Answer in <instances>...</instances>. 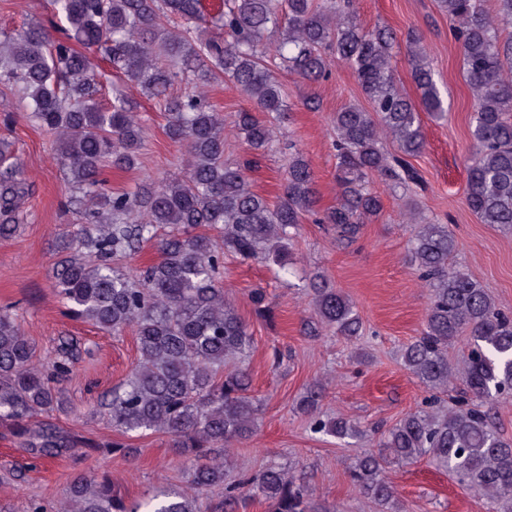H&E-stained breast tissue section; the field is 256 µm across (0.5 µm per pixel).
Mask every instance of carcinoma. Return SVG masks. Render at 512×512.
Masks as SVG:
<instances>
[{
	"instance_id": "obj_1",
	"label": "carcinoma",
	"mask_w": 512,
	"mask_h": 512,
	"mask_svg": "<svg viewBox=\"0 0 512 512\" xmlns=\"http://www.w3.org/2000/svg\"><path fill=\"white\" fill-rule=\"evenodd\" d=\"M49 24L31 19L19 33L0 35V84L26 100L30 117L58 138L60 158L84 224L57 243L62 255L54 290L63 313L102 330L135 331L139 358L134 370L97 402L118 438L86 440L64 430L53 414L67 411L62 384L76 360L90 353L74 336L58 339L43 366L36 348L15 322L12 307H0V423L16 427L30 458L70 457L82 448L131 456L137 449L119 437L163 433L190 462L196 493L224 489V512H238L256 497L271 512H315L294 476L271 466L256 476L226 481L216 451L242 440L256 427L259 406L248 395L244 371L224 365L250 350L248 324L224 298V251L275 266L288 274V242L307 216L340 230V242L356 241L360 225L382 210L369 191L379 178L394 189L424 185L410 159L425 137L416 105L396 85L394 33L364 29L352 0H224L208 20L201 0H50ZM475 98L466 202L484 224L512 228V39L500 41V25L512 23V0H497L496 15L478 0H439ZM83 50H78L74 44ZM411 75L423 110L446 114L420 41H406ZM106 60L166 112V135L182 146L188 164L181 175L133 191L114 193L102 178L105 167H135L143 126L134 102L121 94L100 101L101 75L91 56ZM355 72L373 111L348 106L336 126L335 205L319 208L310 166L294 155L281 200L271 204L254 192L248 171L272 142V121L286 118L288 105L274 67L318 81L331 73V58ZM229 79L254 103L234 126L251 157L224 162V116L206 94ZM397 153L384 150L381 131ZM23 163L0 141V238L19 229L21 203L29 195ZM222 230V243L198 232ZM157 241L159 258L136 276L114 260ZM455 238L444 224H422L410 241L411 262L430 289L424 327L403 350L404 367L428 389L445 392L463 383L462 408L446 414L419 408L389 431L383 447L396 463L430 459L461 487L489 500L492 512H512V440L500 435L483 403L512 393V315L503 312L467 272L451 263ZM319 321L347 338L362 323L350 299L326 283L314 286ZM467 335V353L457 371L448 346ZM322 388L313 384L298 410L311 429L339 440L361 430L318 412ZM385 458L365 453L349 471L361 494L394 506L383 476ZM26 512H196L181 492L128 502L105 476H76L67 502L55 506L29 500Z\"/></svg>"
}]
</instances>
